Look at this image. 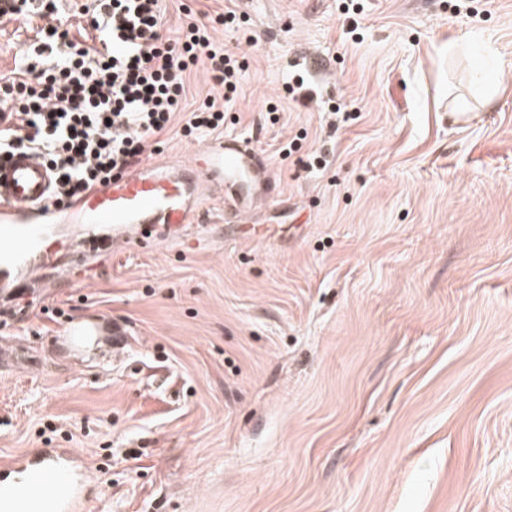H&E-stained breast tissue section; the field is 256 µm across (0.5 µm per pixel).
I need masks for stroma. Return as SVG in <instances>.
I'll list each match as a JSON object with an SVG mask.
<instances>
[{"label":"stroma","mask_w":512,"mask_h":512,"mask_svg":"<svg viewBox=\"0 0 512 512\" xmlns=\"http://www.w3.org/2000/svg\"><path fill=\"white\" fill-rule=\"evenodd\" d=\"M362 6L235 0L254 42L223 131L276 197L240 224L211 203L193 250L89 253L61 225L96 278L17 276L0 460L77 449L90 512H512V0ZM43 24L0 19V74ZM301 69L306 106L285 97ZM97 314L122 353L54 345Z\"/></svg>","instance_id":"obj_1"}]
</instances>
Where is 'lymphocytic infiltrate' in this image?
<instances>
[{"label": "lymphocytic infiltrate", "mask_w": 512, "mask_h": 512, "mask_svg": "<svg viewBox=\"0 0 512 512\" xmlns=\"http://www.w3.org/2000/svg\"><path fill=\"white\" fill-rule=\"evenodd\" d=\"M37 12L48 23L36 46L0 76V156L39 151L54 173L55 208L158 151L176 113L185 115L183 135L223 129L214 102L187 109V78L204 71L223 86L225 104L234 102L243 67L213 35L220 25L249 41L232 5L214 15L187 13L174 39L162 33L160 0H100L78 27L77 7L61 0H42Z\"/></svg>", "instance_id": "lymphocytic-infiltrate-1"}]
</instances>
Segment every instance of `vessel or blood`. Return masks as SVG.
<instances>
[{"label": "vessel or blood", "instance_id": "obj_1", "mask_svg": "<svg viewBox=\"0 0 512 512\" xmlns=\"http://www.w3.org/2000/svg\"><path fill=\"white\" fill-rule=\"evenodd\" d=\"M275 180L265 157L238 137L210 141L188 164L144 162L107 186L73 202L62 216L51 208L52 176L35 151L0 159V293H9L19 271L34 258L48 259L67 245L54 232L58 223L83 225L91 251L144 240L164 230L184 245L194 246L190 231L199 223L205 203L219 194L225 205L243 216L258 201L272 198ZM123 326L107 319L70 320L57 336L60 345L75 347L94 338L110 353L126 345ZM30 476L24 501H17L10 475L16 465L0 466V512H86L90 467L72 448H44L24 457Z\"/></svg>", "mask_w": 512, "mask_h": 512}]
</instances>
